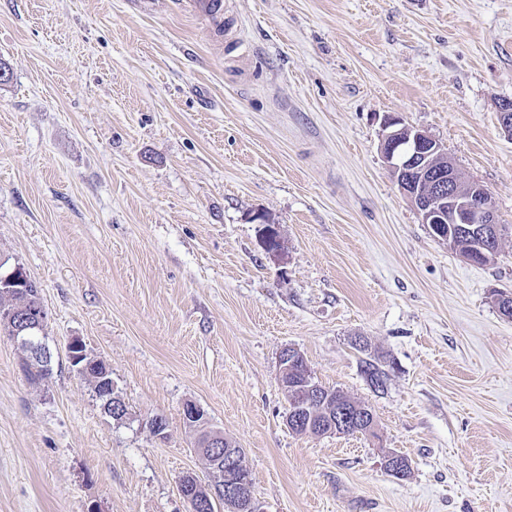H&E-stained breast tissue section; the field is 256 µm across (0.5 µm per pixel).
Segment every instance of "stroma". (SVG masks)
Wrapping results in <instances>:
<instances>
[{
	"label": "stroma",
	"instance_id": "35a3bbf8",
	"mask_svg": "<svg viewBox=\"0 0 512 512\" xmlns=\"http://www.w3.org/2000/svg\"><path fill=\"white\" fill-rule=\"evenodd\" d=\"M224 22L0 0V261L39 285L52 353L34 377L0 330V512H191L181 478L212 477L190 402L243 448L261 512H512V0H224ZM389 115L488 190L495 263L422 224L380 152ZM287 347L374 434L292 433Z\"/></svg>",
	"mask_w": 512,
	"mask_h": 512
}]
</instances>
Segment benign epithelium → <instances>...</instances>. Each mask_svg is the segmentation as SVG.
I'll use <instances>...</instances> for the list:
<instances>
[{
	"label": "benign epithelium",
	"mask_w": 512,
	"mask_h": 512,
	"mask_svg": "<svg viewBox=\"0 0 512 512\" xmlns=\"http://www.w3.org/2000/svg\"><path fill=\"white\" fill-rule=\"evenodd\" d=\"M381 153L402 193L418 212L421 223L434 226L437 235L451 242L443 228L445 224H481L483 237L498 234L497 218L490 195L483 185L465 178L448 158L446 147L426 131L410 127L394 116L383 123ZM261 244L272 254L281 251L278 227L262 216ZM27 275L24 267L14 266L0 274V314L13 322L12 338L26 353L34 369L50 370L51 352L37 326L27 314L5 304L18 293L9 284L18 275ZM304 357L294 347L280 353V383L289 401L286 424L292 432L311 428L320 434H347L369 427L372 415L361 406L351 413L336 401V392L326 389L315 380L309 368L303 367ZM200 452L207 460L214 481L222 484L224 512H260L249 492L248 477L242 465L243 451L233 443H224L221 432L209 431Z\"/></svg>",
	"instance_id": "obj_1"
}]
</instances>
